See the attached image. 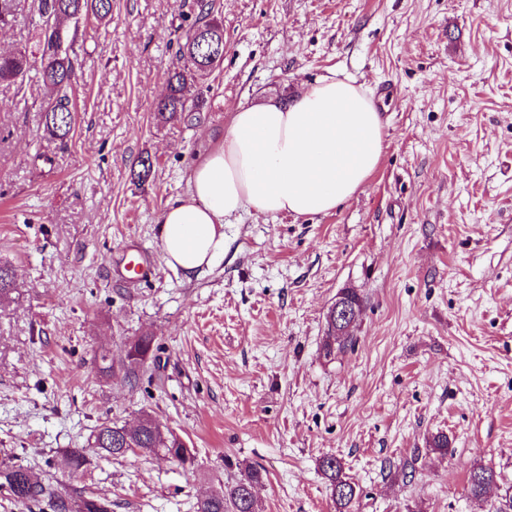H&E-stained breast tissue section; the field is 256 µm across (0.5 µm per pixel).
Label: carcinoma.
I'll return each mask as SVG.
<instances>
[{
	"label": "carcinoma",
	"mask_w": 512,
	"mask_h": 512,
	"mask_svg": "<svg viewBox=\"0 0 512 512\" xmlns=\"http://www.w3.org/2000/svg\"><path fill=\"white\" fill-rule=\"evenodd\" d=\"M19 0H0V25L7 26L15 18ZM214 0H194L195 20L182 36L176 63L168 71L164 95L158 100L153 118L159 125L173 123L187 112H201L203 93L191 96L188 88L196 76L213 72L224 62V53L216 51V44L203 38L211 32L217 39L224 38L223 20L216 15ZM29 8L42 20L40 61L32 60L25 50L0 54V83L14 84L24 78L34 66H39V82L52 90L53 98L43 110V126L48 141L63 142L73 130L74 107L68 94L76 77L80 23L93 19L104 21L112 11V0H31ZM139 170L133 176L141 183L153 175L151 156H141L133 163ZM14 269L0 266V300L8 297L15 282ZM152 349V339L142 336L131 342L126 357L132 364L144 362ZM140 449L162 454L185 466L194 463L186 444L171 434H162L159 424L149 415L143 416L133 427L103 422L97 426L88 442V448H76L65 457V465L77 472L91 464V455L100 458H118ZM340 458L325 455L319 460V470L327 483L335 512H354L359 491L343 472ZM263 480L262 470L251 467L240 477L224 486L220 492L201 496L196 512H257L255 486ZM0 487H5L22 504L36 502L48 495L55 499V512H112V501L96 496L74 498L69 494L47 492L46 486L28 469L9 462L0 463ZM468 489L476 498H487L495 512H512V486H500L493 470L483 466L472 468L468 474Z\"/></svg>",
	"instance_id": "carcinoma-1"
}]
</instances>
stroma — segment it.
Listing matches in <instances>:
<instances>
[{
  "label": "stroma",
  "instance_id": "stroma-1",
  "mask_svg": "<svg viewBox=\"0 0 512 512\" xmlns=\"http://www.w3.org/2000/svg\"><path fill=\"white\" fill-rule=\"evenodd\" d=\"M193 0H112L77 47L69 139L43 137L35 73L0 84V462L112 512H194L249 467L259 512H335L336 455L355 512H485L476 465L512 485V0H215L224 63L203 111L154 105ZM37 15L0 29L39 51ZM350 81L384 121L361 190L312 218L245 211L223 260L167 266L160 211L182 198L228 112ZM148 155L155 177L137 186ZM142 256L147 278L129 277ZM363 299L355 343L325 359L337 294ZM153 339L144 363L126 346ZM151 414L194 455L131 453L70 474L66 451ZM448 436L447 455L428 438ZM319 470L327 483L336 512H354L359 497L356 486L344 476L341 458L325 455L319 460Z\"/></svg>",
  "mask_w": 512,
  "mask_h": 512
}]
</instances>
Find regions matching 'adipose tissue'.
I'll return each instance as SVG.
<instances>
[{
  "label": "adipose tissue",
  "mask_w": 512,
  "mask_h": 512,
  "mask_svg": "<svg viewBox=\"0 0 512 512\" xmlns=\"http://www.w3.org/2000/svg\"><path fill=\"white\" fill-rule=\"evenodd\" d=\"M383 152L380 112L346 81L319 80L289 104L239 107L205 147L186 196L158 216L166 264L187 277L219 264L224 226L243 211L335 210L367 182Z\"/></svg>",
  "instance_id": "1"
}]
</instances>
